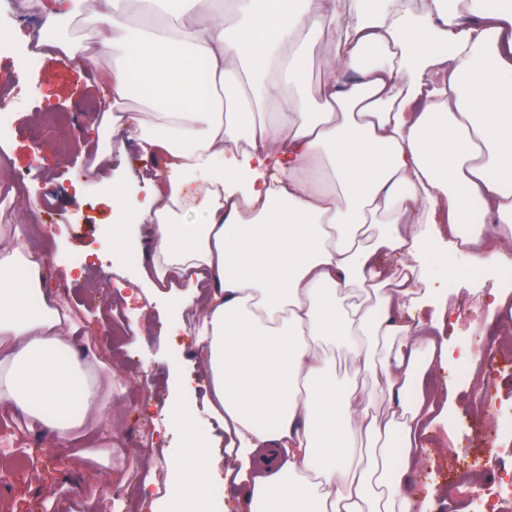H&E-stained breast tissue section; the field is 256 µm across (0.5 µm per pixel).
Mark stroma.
Masks as SVG:
<instances>
[{"label": "stroma", "mask_w": 512, "mask_h": 512, "mask_svg": "<svg viewBox=\"0 0 512 512\" xmlns=\"http://www.w3.org/2000/svg\"><path fill=\"white\" fill-rule=\"evenodd\" d=\"M41 25L38 0H0V26L22 32V39L0 49V156L7 164L0 181H19L22 193L0 197V225L20 229L30 220L45 224L34 248L52 252L50 288L73 309L80 329L95 328L92 352L112 369V433L94 431L70 448L55 447L49 437L28 432L19 417L0 410V426L10 425L17 448L0 447V461L23 451L39 458L37 473L10 476L0 484V512H71L82 499L109 496L117 512H150L152 499L165 495L167 461L183 431L166 409L171 398L170 366L200 393L206 384L200 353L190 332L178 325L170 301L158 299L141 313L137 270L112 246V186L131 188L138 197L151 192L140 175L135 152L112 156L107 172L88 176V157L96 147L91 125L109 105L100 85L89 78L83 56L68 65L33 61L26 40ZM109 283L122 307L126 331L141 329L138 347L113 342L100 286ZM477 296L456 309L459 327L450 342L456 349L491 356L480 389L467 384L469 366L459 362L438 369L437 385L456 390L448 420L454 434L447 449L430 446L412 472V491L438 496L432 512H512V497L486 500L481 490L512 479V353L497 342L499 325L477 308ZM92 453L83 479H69L75 454ZM148 457L155 474L138 465ZM155 484H147V476Z\"/></svg>", "instance_id": "1"}]
</instances>
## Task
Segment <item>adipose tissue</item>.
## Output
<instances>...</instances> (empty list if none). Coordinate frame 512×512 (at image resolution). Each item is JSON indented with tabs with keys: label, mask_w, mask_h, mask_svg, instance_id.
Wrapping results in <instances>:
<instances>
[{
	"label": "adipose tissue",
	"mask_w": 512,
	"mask_h": 512,
	"mask_svg": "<svg viewBox=\"0 0 512 512\" xmlns=\"http://www.w3.org/2000/svg\"><path fill=\"white\" fill-rule=\"evenodd\" d=\"M74 2L40 0L36 41L93 72L99 47L58 33ZM85 2L112 50L97 130L126 133L153 187L138 206L114 188L112 244L151 287L207 288L191 327L224 452L173 407L185 441L164 512H223L230 489L242 512H410L403 489L452 403L428 377L452 361L440 283L456 255L472 276L503 273L486 306L512 323V0ZM171 10L184 23H164ZM134 95L154 122L127 109ZM47 268L0 230V407L65 447L111 433L112 380ZM351 287L364 298L344 302ZM324 344L348 349L388 414L337 382Z\"/></svg>",
	"instance_id": "ef3b65f1"
}]
</instances>
